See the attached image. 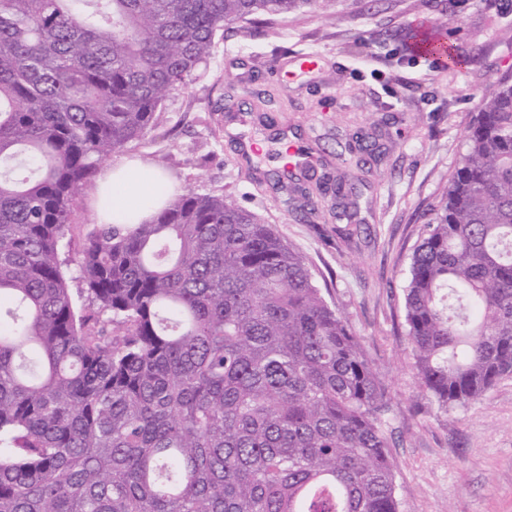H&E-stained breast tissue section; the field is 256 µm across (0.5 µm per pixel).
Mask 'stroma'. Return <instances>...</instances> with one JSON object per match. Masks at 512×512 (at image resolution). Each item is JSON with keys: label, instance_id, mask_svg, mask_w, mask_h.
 Segmentation results:
<instances>
[{"label": "stroma", "instance_id": "stroma-1", "mask_svg": "<svg viewBox=\"0 0 512 512\" xmlns=\"http://www.w3.org/2000/svg\"><path fill=\"white\" fill-rule=\"evenodd\" d=\"M503 2L336 0L237 22L145 135L104 161L152 158L173 187L233 198L304 258L386 389L399 512H512V378L466 406L439 407L418 386L402 298L419 215L447 187L482 97L512 72ZM444 14L455 19L444 37L457 68L409 48L413 30ZM304 53L318 56L315 71L269 78L274 61ZM284 132L312 168L276 191ZM94 190L75 205L63 252H79L96 227Z\"/></svg>", "mask_w": 512, "mask_h": 512}]
</instances>
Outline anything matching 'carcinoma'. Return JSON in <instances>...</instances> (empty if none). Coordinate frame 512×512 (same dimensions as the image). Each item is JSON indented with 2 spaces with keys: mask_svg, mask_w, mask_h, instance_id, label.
<instances>
[{
  "mask_svg": "<svg viewBox=\"0 0 512 512\" xmlns=\"http://www.w3.org/2000/svg\"><path fill=\"white\" fill-rule=\"evenodd\" d=\"M80 2L0 0V512H398L385 390L271 225L185 188L60 249L218 32L335 0ZM423 218L405 333L422 392L465 406L512 377V75Z\"/></svg>",
  "mask_w": 512,
  "mask_h": 512,
  "instance_id": "1",
  "label": "carcinoma"
}]
</instances>
